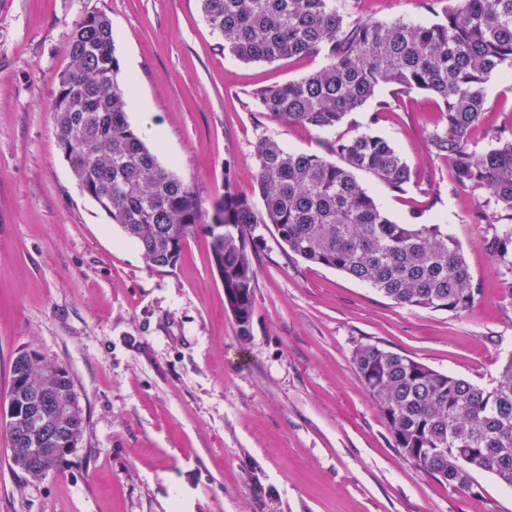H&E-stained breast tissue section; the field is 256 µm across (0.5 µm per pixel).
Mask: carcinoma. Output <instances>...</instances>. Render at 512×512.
I'll return each mask as SVG.
<instances>
[{"label":"carcinoma","instance_id":"cac0c4a2","mask_svg":"<svg viewBox=\"0 0 512 512\" xmlns=\"http://www.w3.org/2000/svg\"><path fill=\"white\" fill-rule=\"evenodd\" d=\"M437 20L352 19L335 0H201V11L222 48L244 62L320 56L324 64L299 80L265 86L253 97L273 122L319 130L376 100L372 121L391 110L376 99L387 86L394 97L427 92L440 106L430 147L451 164V190L481 189L494 209L479 223L501 224L494 255L512 256V139L494 132L478 153L472 131L485 112V84L512 68V0H426ZM69 67L54 93L56 136L70 170L87 195L157 271L175 266L184 243L210 238L212 266L226 309L246 341L255 310L254 256L264 226L295 256L364 282L395 304L461 312L480 288L464 253L442 224L397 223L379 209L356 173L394 191L417 173L385 137L363 132L330 146L339 161L286 151L272 136L256 145V189L262 209L238 194L228 177L224 196L203 210L193 185L162 166L127 115V91L117 80L112 23L93 12L75 28ZM352 363L385 420L395 446L416 469L454 488L474 492V474L488 473L512 487V357L491 386L436 371L376 343L358 344ZM74 383L60 364L33 350L11 360L0 444L12 470L41 479L68 463L53 457L36 469L41 448L77 444L87 429L83 410L72 414ZM27 441H12L14 433Z\"/></svg>","mask_w":512,"mask_h":512}]
</instances>
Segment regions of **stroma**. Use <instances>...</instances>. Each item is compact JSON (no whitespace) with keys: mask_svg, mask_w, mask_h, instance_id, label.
I'll list each match as a JSON object with an SVG mask.
<instances>
[{"mask_svg":"<svg viewBox=\"0 0 512 512\" xmlns=\"http://www.w3.org/2000/svg\"><path fill=\"white\" fill-rule=\"evenodd\" d=\"M355 19L429 21L422 0H336ZM93 11L112 21L129 122L162 166L192 182L204 209L224 194L257 200L255 143L329 157L343 135L389 139L417 172L406 192L368 174L378 206L406 223L444 224L481 294L451 313L394 304L347 274L305 262L274 236L255 259V314L241 340L210 263L186 241L176 266L149 269L79 188L60 149L53 94L67 45ZM319 57L246 63L224 53L200 0H0V406L14 354L70 373L87 431L61 470L18 477L0 455V512H512V488L477 474L479 495L418 471L396 448L352 364L370 341L489 386L512 356V263L473 215L479 189L450 193L428 147L435 100L414 93L373 120V103L331 131L257 112L258 88L296 80ZM471 140L512 136V73L493 75Z\"/></svg>","mask_w":512,"mask_h":512,"instance_id":"stroma-1","label":"stroma"}]
</instances>
